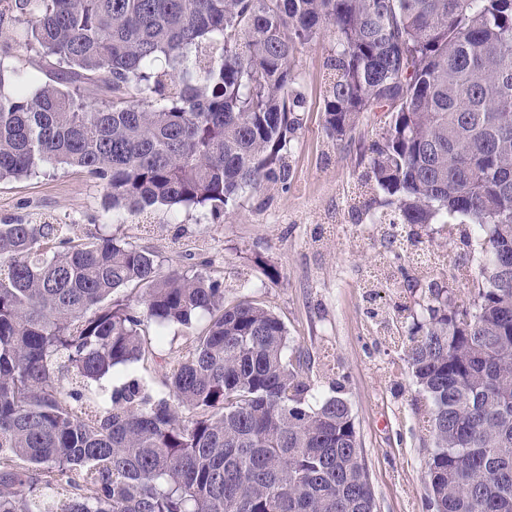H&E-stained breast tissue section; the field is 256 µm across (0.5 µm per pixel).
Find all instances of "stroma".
<instances>
[{"label":"stroma","instance_id":"35a3bbf8","mask_svg":"<svg viewBox=\"0 0 512 512\" xmlns=\"http://www.w3.org/2000/svg\"><path fill=\"white\" fill-rule=\"evenodd\" d=\"M332 46L327 35L294 58L305 108L288 187L244 192L226 211L156 205L132 213L109 209L102 186L84 172L47 168L0 181V224H68L77 243L113 236L151 250L162 270L208 272L228 287V299L266 306L287 328L289 356L312 359L307 401L336 394L349 403L378 512H426L431 439L414 414L417 388L403 354L376 324L393 315L397 298L364 285L383 249V227L363 221L356 237L347 214L363 169L359 146L385 117L361 114L354 142L327 137L322 99ZM265 264L279 269L280 281L264 276Z\"/></svg>","mask_w":512,"mask_h":512}]
</instances>
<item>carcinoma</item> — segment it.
<instances>
[{
	"instance_id": "1",
	"label": "carcinoma",
	"mask_w": 512,
	"mask_h": 512,
	"mask_svg": "<svg viewBox=\"0 0 512 512\" xmlns=\"http://www.w3.org/2000/svg\"><path fill=\"white\" fill-rule=\"evenodd\" d=\"M5 21L50 74L0 61V180L70 167L130 212L288 189L292 59L331 33L327 137L386 114L351 214L484 245L469 287L422 292L398 337L432 438L426 509L512 512V0H0ZM79 82L111 96L91 108ZM69 230L0 224V512H377L348 402H306L272 311ZM198 316L164 391L91 396Z\"/></svg>"
}]
</instances>
